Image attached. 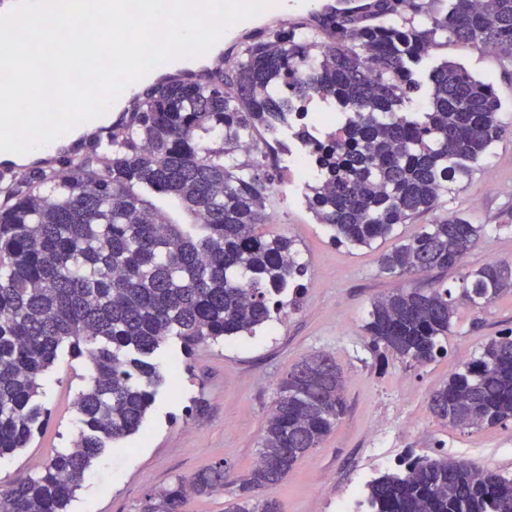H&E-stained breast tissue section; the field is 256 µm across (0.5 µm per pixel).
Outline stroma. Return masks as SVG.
I'll use <instances>...</instances> for the list:
<instances>
[{
  "mask_svg": "<svg viewBox=\"0 0 512 512\" xmlns=\"http://www.w3.org/2000/svg\"><path fill=\"white\" fill-rule=\"evenodd\" d=\"M444 58L495 86L505 133L490 154L455 183L435 210L399 225L393 236L369 248L333 243L316 224L304 199L306 186L316 182L313 172L275 183L272 229L295 239L308 266L298 306L255 335L207 342L189 356L177 339L162 344L159 358L177 357V369L165 370L142 430L113 443L95 461L68 512H142L148 498L219 463L223 491L190 498L184 512H224L257 456L279 381L315 352L331 354L342 369L347 411L285 479L261 491V498L277 501L281 512H343L367 480L409 455H443L454 448L461 459L512 473V421L490 430L452 427L428 408L430 392L459 361L479 354L490 337L512 332V294L484 310L459 305L444 341L446 355L424 366L373 354L363 329L372 301L393 289L425 288L434 280L456 286L489 259L512 264V231L495 229L512 213V61L451 44L423 66L431 68ZM456 213L488 227L461 266L433 278L380 274L381 253L413 237L422 225ZM85 372L82 360L64 353L46 374L40 400L50 418L30 447L0 460V490L36 476L43 461L70 447L77 428L72 403Z\"/></svg>",
  "mask_w": 512,
  "mask_h": 512,
  "instance_id": "obj_1",
  "label": "stroma"
}]
</instances>
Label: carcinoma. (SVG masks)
Returning <instances> with one entry per match:
<instances>
[{"mask_svg":"<svg viewBox=\"0 0 512 512\" xmlns=\"http://www.w3.org/2000/svg\"><path fill=\"white\" fill-rule=\"evenodd\" d=\"M406 10L402 22L391 16ZM295 23L246 45L234 74L165 82L125 109L105 145L0 188V460L31 445L49 419L40 381L62 350L88 365L73 406L77 446L0 493L4 512H66L108 444L140 431L163 382L155 355L170 337L186 354L253 336L296 308L307 265L296 241L263 230L278 167L243 157V141L288 129V114L324 103L341 134L316 145L321 179L306 187L316 223L358 247L435 209L502 136L488 81L443 61L453 42L512 58V0H382L381 15L341 25L334 42L300 41ZM426 89L422 112L407 111ZM486 225L451 215L382 255L393 276L462 263ZM512 293V265L488 262L450 288H397L376 298L368 349L423 366L443 350L459 304L482 310ZM453 427L512 419V335L493 336L429 400ZM345 411L331 355L312 354L278 384L258 457L225 512H279L255 491L283 479ZM442 455L418 456L366 484L369 512H512V475ZM224 489V465L198 471L142 512H183L191 494Z\"/></svg>","mask_w":512,"mask_h":512,"instance_id":"obj_1","label":"carcinoma"}]
</instances>
